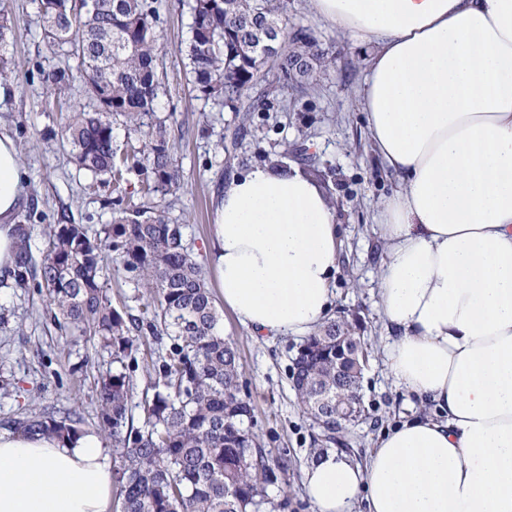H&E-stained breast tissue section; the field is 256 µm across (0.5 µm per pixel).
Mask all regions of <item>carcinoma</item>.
<instances>
[{"label":"carcinoma","instance_id":"carcinoma-1","mask_svg":"<svg viewBox=\"0 0 512 512\" xmlns=\"http://www.w3.org/2000/svg\"><path fill=\"white\" fill-rule=\"evenodd\" d=\"M41 10L48 42L68 45L79 60L77 73L47 75L58 97L70 98L79 79L96 107L68 106L63 142L76 166L104 176L118 194V208L104 237L82 224H54L40 261L30 253L29 229L20 225L16 288L46 289L48 310L62 330L86 329L112 356V372L97 381L99 425L109 431L118 455L114 479L121 512H286L267 486L288 475V458L266 452L253 431L251 396L242 392L236 347L224 338L202 269L188 250L182 227L170 223L164 198L179 188L181 173L167 126L153 120L163 52L152 0H46ZM188 59L196 98L219 101L242 114L235 135L251 132L253 115L268 92L301 90L312 50L304 29L288 36V0H189ZM11 26L0 0V83L16 78ZM263 81L267 90L248 98ZM122 122L135 143L114 144ZM140 173L134 188L126 175ZM112 251L113 272L126 273L150 290V300L133 315L112 307L102 278L103 249ZM356 322L343 315L308 336L290 369L293 390L322 428L321 443L336 442L341 404L352 415L368 363ZM160 343L147 367L148 388L135 400L129 373L132 354L147 337ZM143 414L135 423L132 409ZM76 411L45 407L0 425L60 440L83 432Z\"/></svg>","mask_w":512,"mask_h":512}]
</instances>
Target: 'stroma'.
Returning a JSON list of instances; mask_svg holds the SVG:
<instances>
[{"label": "stroma", "mask_w": 512, "mask_h": 512, "mask_svg": "<svg viewBox=\"0 0 512 512\" xmlns=\"http://www.w3.org/2000/svg\"><path fill=\"white\" fill-rule=\"evenodd\" d=\"M166 54L159 66L162 90L156 116L164 120L181 167V185L167 196L170 220L184 236L209 288L217 281L206 244L212 233V196L233 173L263 164L268 153L305 145L300 167L324 174L325 193L336 201L342 248L333 284V315L356 314L371 358L362 383L361 418L339 434L337 447L349 460H366L379 437L403 420L424 413L414 394L397 387L383 357L388 332L380 311L379 267L386 255L375 217L397 186L376 156L358 90L366 49L320 21L309 0H288V27L306 29L331 64L317 70L301 92L269 98L254 135L235 139L237 113L213 101L196 99L186 68L190 16L183 0H154ZM12 24L14 83L0 87V134L9 136L21 159L26 196L18 223H31L30 247L41 260L51 224H81L102 235L112 216V188L79 172L58 141L44 140L60 130L65 115L45 81L57 69H77L69 47L50 45L39 0H6ZM220 325L236 347L243 387L252 396L255 431L266 449L288 456L287 483L269 486L270 497H290L288 512H313L303 486L311 448L320 430L302 412L292 390L289 368L302 342L298 336L262 340L219 308ZM112 358L97 337L69 335L51 320L46 295L38 289L0 285V419L34 413L49 405L81 413L85 430L98 431L97 378Z\"/></svg>", "instance_id": "35a3bbf8"}]
</instances>
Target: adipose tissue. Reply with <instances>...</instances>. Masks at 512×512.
I'll return each instance as SVG.
<instances>
[{
    "mask_svg": "<svg viewBox=\"0 0 512 512\" xmlns=\"http://www.w3.org/2000/svg\"><path fill=\"white\" fill-rule=\"evenodd\" d=\"M370 49L359 91L399 189L378 226L383 350L400 387L434 403L365 462L306 469L315 512H512V0H310ZM21 161L0 135V276L12 270ZM211 265L255 337L307 336L329 316L337 208L299 169L256 166L213 193ZM99 434L0 429V512H107Z\"/></svg>",
    "mask_w": 512,
    "mask_h": 512,
    "instance_id": "1",
    "label": "adipose tissue"
}]
</instances>
